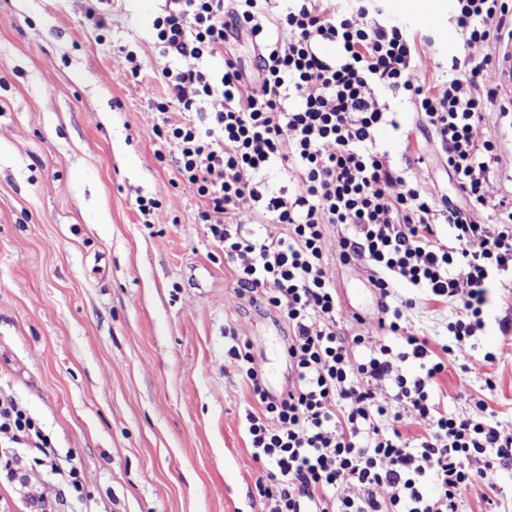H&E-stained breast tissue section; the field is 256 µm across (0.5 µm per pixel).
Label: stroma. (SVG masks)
<instances>
[{"label":"stroma","instance_id":"obj_1","mask_svg":"<svg viewBox=\"0 0 512 512\" xmlns=\"http://www.w3.org/2000/svg\"><path fill=\"white\" fill-rule=\"evenodd\" d=\"M166 0H0V395L41 426L60 462L80 460V495L56 478L0 482V512H262L245 415L256 409L229 350L291 375L288 326L263 294L239 297L234 264L182 181L155 127L208 114L150 109L166 64L153 23ZM427 81L445 79L455 38L420 30ZM142 65L132 76L128 55ZM410 134L382 132L390 163L457 199L421 117L400 105ZM498 146L489 180L512 193V98L499 92L480 125ZM154 201L150 214L139 200ZM336 330L415 297L411 324L432 348L449 343L456 307L394 284L381 298L363 261H329ZM470 342L467 370L438 380L441 411L484 400L512 428V271L497 275ZM493 353L494 362L484 359ZM494 389H487V382Z\"/></svg>","mask_w":512,"mask_h":512}]
</instances>
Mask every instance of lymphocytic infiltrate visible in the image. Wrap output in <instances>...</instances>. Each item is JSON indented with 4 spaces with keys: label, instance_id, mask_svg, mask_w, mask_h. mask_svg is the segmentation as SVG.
<instances>
[{
    "label": "lymphocytic infiltrate",
    "instance_id": "f902f5d3",
    "mask_svg": "<svg viewBox=\"0 0 512 512\" xmlns=\"http://www.w3.org/2000/svg\"><path fill=\"white\" fill-rule=\"evenodd\" d=\"M171 2L154 22L168 60L156 109L174 104L212 118L204 129L171 128L177 172L204 200L201 218L235 262L239 294L264 292L288 324L287 393L271 396L255 367L245 370L260 406L245 420L263 468L256 489L264 512H460L476 480L512 466L511 432L442 413L434 399L449 363L471 357L491 276L512 271V195L493 196L498 147L479 136L499 88L489 48L512 39V0H453L461 53L434 85L419 77L417 29L380 24L363 7L349 14L335 0ZM242 36L255 54L253 75L229 56ZM219 55L223 69L209 68ZM395 99L430 129L463 205L391 166L379 135L402 132ZM274 170L287 184L268 183ZM254 222L264 224V238L246 234ZM331 224L346 230L332 248ZM332 256L372 266L381 297L396 281L454 303L453 343L436 351L416 336L410 300L383 305L371 335L337 336ZM385 380L388 404L377 396ZM2 438L37 449L46 474L81 489V465L60 469L31 415L0 398Z\"/></svg>",
    "mask_w": 512,
    "mask_h": 512
}]
</instances>
